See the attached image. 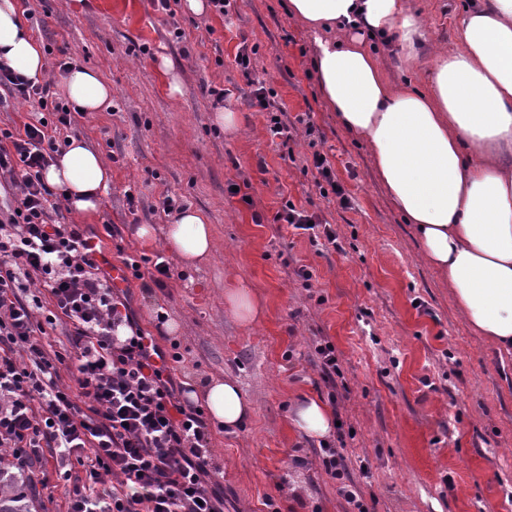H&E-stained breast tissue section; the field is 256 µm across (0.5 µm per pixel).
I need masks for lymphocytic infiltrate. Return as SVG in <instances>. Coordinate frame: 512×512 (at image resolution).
<instances>
[{
	"label": "lymphocytic infiltrate",
	"mask_w": 512,
	"mask_h": 512,
	"mask_svg": "<svg viewBox=\"0 0 512 512\" xmlns=\"http://www.w3.org/2000/svg\"><path fill=\"white\" fill-rule=\"evenodd\" d=\"M0 86L56 117L0 129L13 198L0 210V447L31 486L59 473L68 512H224L203 409L157 367L127 302L103 285L89 228L50 221L43 172L74 123L70 109L50 105L49 83L5 66ZM59 326L55 350L48 336ZM68 364L71 387L60 381ZM76 465L86 482L71 483Z\"/></svg>",
	"instance_id": "1"
}]
</instances>
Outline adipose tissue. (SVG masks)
Listing matches in <instances>:
<instances>
[{
	"label": "adipose tissue",
	"mask_w": 512,
	"mask_h": 512,
	"mask_svg": "<svg viewBox=\"0 0 512 512\" xmlns=\"http://www.w3.org/2000/svg\"><path fill=\"white\" fill-rule=\"evenodd\" d=\"M289 15L314 34V66L325 101L349 133L369 146L391 202L422 245L423 259L447 281L468 322L512 353V0H471L459 45L434 55L431 92L391 87L364 35L396 34L400 58L413 63L425 30L406 0H288ZM0 60L39 79L44 54L22 23L17 0H0ZM78 111L104 112L112 88L88 68H72L59 85ZM111 172L79 137L44 173L64 191L67 208L88 216L101 205ZM166 243L192 268L212 256V224L188 207L168 225ZM211 421L242 425L252 405L234 381L202 391ZM288 419L305 439L323 440L334 414L314 395L299 396Z\"/></svg>",
	"instance_id": "ef3b65f1"
}]
</instances>
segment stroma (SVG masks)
Listing matches in <instances>:
<instances>
[{"mask_svg": "<svg viewBox=\"0 0 512 512\" xmlns=\"http://www.w3.org/2000/svg\"><path fill=\"white\" fill-rule=\"evenodd\" d=\"M411 3L426 32L418 59L404 64L385 45L378 54L392 84L427 93L432 49L456 44L467 0ZM26 8L32 37L49 49L46 78L61 83L67 57L112 88L111 111L76 116L74 125L112 172L100 209L80 217L61 204L52 223L99 230L116 265L165 253L164 290L144 292L134 278L125 287L140 327L164 352L183 354L170 371L175 382L200 389L230 376L253 403L238 431L210 430L224 512H348L319 443L290 426L288 406L306 393L332 400L349 431L341 449L349 476L374 512H512V353L476 336L422 260L367 146L328 109L313 34L289 16L288 0H231L228 15L202 17L168 16L153 0H28ZM243 43L256 50L248 78L235 63ZM252 77L294 126L288 145L271 138L268 112L253 107ZM219 106L237 114L236 133L215 126ZM317 152L349 206L321 194ZM167 196L214 228L215 253L198 267L165 250ZM288 203L329 225L335 243L277 220ZM143 224L153 242L138 238ZM301 267L310 278L298 276ZM232 284L263 301L256 324L230 315L224 289ZM159 306L178 331L158 326ZM326 342L339 367L330 383L315 354Z\"/></svg>", "mask_w": 512, "mask_h": 512, "instance_id": "stroma-1", "label": "stroma"}]
</instances>
